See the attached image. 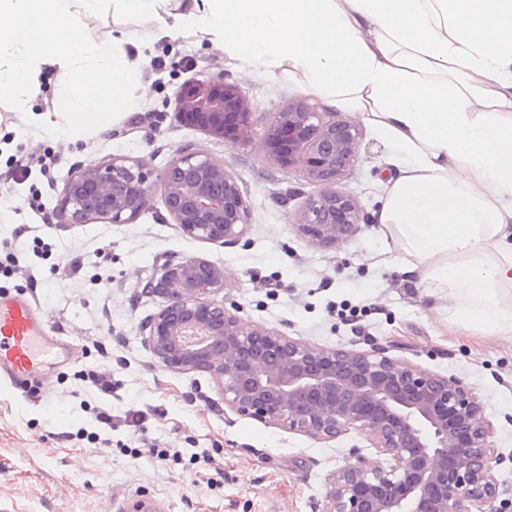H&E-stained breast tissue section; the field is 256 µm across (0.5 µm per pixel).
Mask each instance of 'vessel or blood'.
Masks as SVG:
<instances>
[{"label":"vessel or blood","mask_w":512,"mask_h":512,"mask_svg":"<svg viewBox=\"0 0 512 512\" xmlns=\"http://www.w3.org/2000/svg\"><path fill=\"white\" fill-rule=\"evenodd\" d=\"M76 359L62 337L48 333L29 298L0 293V380L26 390L42 383L51 369Z\"/></svg>","instance_id":"b4317fda"}]
</instances>
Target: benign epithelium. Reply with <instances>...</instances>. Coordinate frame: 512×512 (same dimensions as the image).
<instances>
[{"mask_svg":"<svg viewBox=\"0 0 512 512\" xmlns=\"http://www.w3.org/2000/svg\"><path fill=\"white\" fill-rule=\"evenodd\" d=\"M177 101L188 125L233 146L249 141L250 104L224 78L198 83ZM361 139L356 123L327 120L302 100L276 113L261 139L279 165L298 167L323 187L299 224L315 244L334 245L359 226L357 200L336 182L357 159ZM150 176L127 158L89 165L66 179L53 215L62 224H126L148 206ZM157 180L168 214L187 235L219 244L240 238L249 208L224 162L183 153ZM223 278L201 259L165 269L145 289L165 298L146 341L165 366L213 376L224 403L239 413L317 440L364 435L384 462L339 468L321 512H501L493 426L461 380L254 327L211 298Z\"/></svg>","mask_w":512,"mask_h":512,"instance_id":"obj_1","label":"benign epithelium"}]
</instances>
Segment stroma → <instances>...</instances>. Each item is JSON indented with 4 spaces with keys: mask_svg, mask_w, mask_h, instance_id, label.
Instances as JSON below:
<instances>
[{
    "mask_svg": "<svg viewBox=\"0 0 512 512\" xmlns=\"http://www.w3.org/2000/svg\"><path fill=\"white\" fill-rule=\"evenodd\" d=\"M83 23L94 42L116 28L142 39L151 28L108 11ZM137 63V113H110L98 134L66 136L30 121L52 109L48 75L25 103L0 101V287L25 290L48 328L81 354L48 374L40 399L0 381V512H128L139 499L157 512H316L339 467L380 464L356 432L322 441L240 415L209 374L154 357L145 327L163 299L144 287L165 265L191 258L223 270L214 299L252 325L314 347L377 350L463 381L493 425L495 471L512 512V338L450 325L447 310L433 309L393 267L396 245L371 221L392 173L388 147L364 130L357 160L337 181L363 219L335 246L315 245L299 222L320 186L259 144L289 103L308 101L327 118L333 109L280 75L240 71L223 44L191 33L149 44ZM218 77L250 103L248 143L228 145L181 120L179 89ZM43 151L54 159L49 177L8 178L15 159ZM183 152L221 160L235 177L250 212L236 243L187 236L158 183L130 223H53L66 178L82 167L127 157L156 174ZM100 371L112 374L111 394L91 379ZM101 412L111 425L99 423Z\"/></svg>",
    "mask_w": 512,
    "mask_h": 512,
    "instance_id": "35a3bbf8",
    "label": "stroma"
}]
</instances>
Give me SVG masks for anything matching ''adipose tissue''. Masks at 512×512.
<instances>
[{"label":"adipose tissue","instance_id":"obj_1","mask_svg":"<svg viewBox=\"0 0 512 512\" xmlns=\"http://www.w3.org/2000/svg\"><path fill=\"white\" fill-rule=\"evenodd\" d=\"M108 8L155 20V41L214 36L358 114L390 151L372 221L400 272L449 323L512 335V0H0V99L47 66L69 130L134 110L125 32L84 37L82 14ZM52 114L34 120L52 130Z\"/></svg>","mask_w":512,"mask_h":512}]
</instances>
